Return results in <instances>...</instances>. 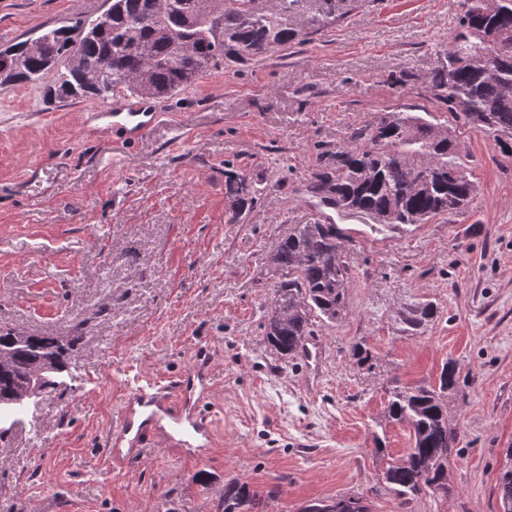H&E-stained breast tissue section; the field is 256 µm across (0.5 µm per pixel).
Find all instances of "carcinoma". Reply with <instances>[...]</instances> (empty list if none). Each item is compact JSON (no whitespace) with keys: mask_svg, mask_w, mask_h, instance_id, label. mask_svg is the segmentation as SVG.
<instances>
[{"mask_svg":"<svg viewBox=\"0 0 512 512\" xmlns=\"http://www.w3.org/2000/svg\"><path fill=\"white\" fill-rule=\"evenodd\" d=\"M255 0H111L105 22L76 21L45 27L51 41L45 54L27 53V41L4 49L18 62L15 83L45 84L51 97L66 103L83 97H172L200 75L224 62L242 64L286 47L299 37L288 17L307 12L308 24L322 29L334 14L333 0H271L265 9ZM459 27L439 51L426 82L448 112L473 125L512 154V0H465ZM498 33L494 45L477 36ZM79 43L84 60L107 67L112 80L88 83L71 61ZM55 57L54 66L44 65ZM225 195L233 214L252 208L253 182L241 174L226 177ZM310 191L341 213L363 216L381 227L425 224L468 206L477 186L459 161L456 131L411 112H386L350 143L324 152V165L312 173ZM283 271L265 327L267 343L288 358L314 335V320L335 322L347 305L350 268L342 235L334 224H295L270 256ZM436 315L428 303L402 323L417 330ZM14 348L12 364L0 370V398L41 371L44 389L66 368L72 342L55 336L27 335ZM458 382L456 366H443L439 387H411L395 395L388 418L407 422L414 446L402 463L384 471L399 495L427 490L448 496V461L457 431L448 427L445 392ZM498 476L503 512H512V447ZM257 493L247 482L224 484V512H253Z\"/></svg>","mask_w":512,"mask_h":512,"instance_id":"cac0c4a2","label":"carcinoma"}]
</instances>
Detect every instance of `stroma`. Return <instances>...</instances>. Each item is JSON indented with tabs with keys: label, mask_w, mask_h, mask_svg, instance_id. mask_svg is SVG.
<instances>
[{
	"label": "stroma",
	"mask_w": 512,
	"mask_h": 512,
	"mask_svg": "<svg viewBox=\"0 0 512 512\" xmlns=\"http://www.w3.org/2000/svg\"><path fill=\"white\" fill-rule=\"evenodd\" d=\"M106 0H0V49L45 26L92 20ZM336 20L288 47L210 69L158 100L134 147L92 115L112 103L48 102L0 87V329L74 342L67 371L0 441V512H224V481L300 512L348 497L371 512H499L512 445V157L436 102L425 83L462 0H335ZM453 127L478 185L472 206L374 231L309 190L323 151L384 112ZM252 176L256 202L230 221L224 182ZM333 224L350 261L348 303L315 323L319 357L282 358L263 324L281 274L270 255L294 224ZM437 307L418 333L398 317ZM362 354H355V347ZM210 366L199 455L142 449L111 470L101 445L141 374ZM458 438L448 497L404 499L383 478L414 440L393 396L438 386Z\"/></svg>",
	"instance_id": "obj_1"
}]
</instances>
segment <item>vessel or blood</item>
<instances>
[{
  "instance_id": "1",
  "label": "vessel or blood",
  "mask_w": 512,
  "mask_h": 512,
  "mask_svg": "<svg viewBox=\"0 0 512 512\" xmlns=\"http://www.w3.org/2000/svg\"><path fill=\"white\" fill-rule=\"evenodd\" d=\"M161 117L155 106L122 95L112 98V108L96 118L115 138L137 143L150 133ZM211 392L204 366L168 382L143 376L134 381L107 451L113 462L135 458L140 448L152 445L171 448L190 445L195 438L211 439L212 423L198 407Z\"/></svg>"
}]
</instances>
